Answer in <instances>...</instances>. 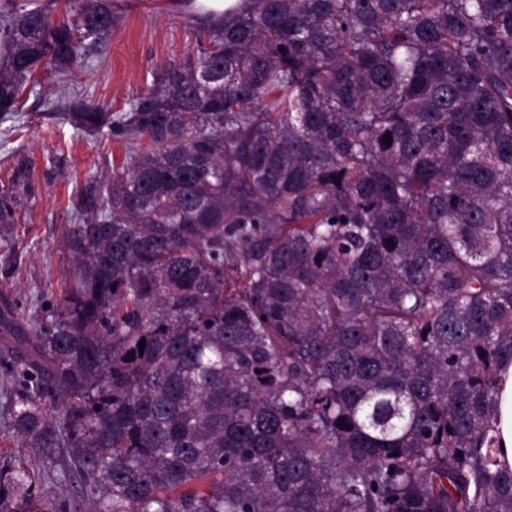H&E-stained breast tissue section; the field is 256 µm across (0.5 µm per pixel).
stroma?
<instances>
[{
  "label": "stroma",
  "mask_w": 512,
  "mask_h": 512,
  "mask_svg": "<svg viewBox=\"0 0 512 512\" xmlns=\"http://www.w3.org/2000/svg\"><path fill=\"white\" fill-rule=\"evenodd\" d=\"M121 17L80 76L87 99L126 107L161 66L197 54L196 33L168 0H116ZM19 117L0 122V189L12 192L23 221L11 243L0 242V304L20 321H53L72 276L66 248L72 224L69 199L108 179L124 148L109 131L91 135L52 113L45 72ZM40 307H33L34 298Z\"/></svg>",
  "instance_id": "35a3bbf8"
}]
</instances>
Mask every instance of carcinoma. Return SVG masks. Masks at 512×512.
<instances>
[{
    "label": "carcinoma",
    "mask_w": 512,
    "mask_h": 512,
    "mask_svg": "<svg viewBox=\"0 0 512 512\" xmlns=\"http://www.w3.org/2000/svg\"><path fill=\"white\" fill-rule=\"evenodd\" d=\"M64 2L0 0V120L42 66L127 152L71 199L55 321L0 316L42 480L89 512H512V0L190 14L200 52L124 112L77 81L112 0ZM34 487L0 470V512H67ZM497 403V431L500 458L512 466V362L501 366Z\"/></svg>",
    "instance_id": "1"
}]
</instances>
